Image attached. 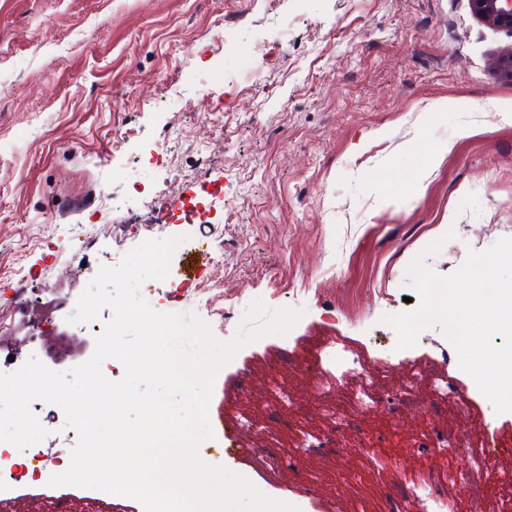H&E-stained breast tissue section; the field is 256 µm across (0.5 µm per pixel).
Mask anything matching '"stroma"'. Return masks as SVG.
<instances>
[{
  "instance_id": "stroma-1",
  "label": "stroma",
  "mask_w": 512,
  "mask_h": 512,
  "mask_svg": "<svg viewBox=\"0 0 512 512\" xmlns=\"http://www.w3.org/2000/svg\"><path fill=\"white\" fill-rule=\"evenodd\" d=\"M242 31L259 66L224 50ZM509 43L468 0H0V373L28 358L30 320L45 366L86 361L95 332L66 318L99 267L180 236L166 279L144 284L157 311L194 314L222 342L254 301L303 312L218 372L206 464L300 512H384L400 458L467 470L470 443L414 452L422 419L466 432L495 414L487 398L458 399L467 381L440 328L373 378L388 395L425 365L448 383L445 396L415 386L402 409L352 413L362 379L311 365L343 344L368 368L396 345L382 318L409 310L407 269L433 241L445 244L426 263L447 276L512 237V82L489 66ZM424 144L449 150L429 160ZM36 416L48 435L35 464L51 474L77 434L56 405ZM333 425L340 451L303 448ZM363 434L376 452L359 451ZM24 473L1 475L12 512H46Z\"/></svg>"
}]
</instances>
